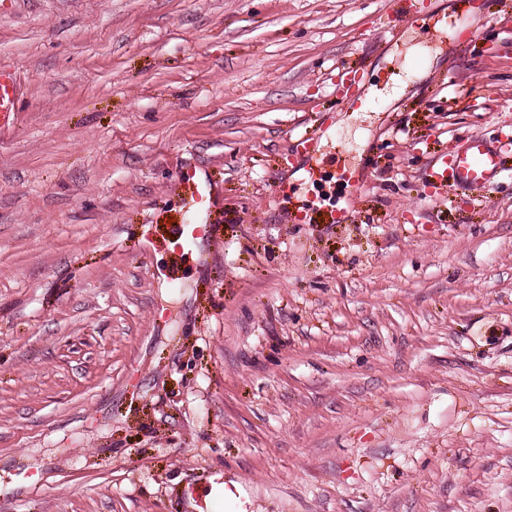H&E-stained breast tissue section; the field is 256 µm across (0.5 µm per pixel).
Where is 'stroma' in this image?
Segmentation results:
<instances>
[{
  "instance_id": "1",
  "label": "stroma",
  "mask_w": 512,
  "mask_h": 512,
  "mask_svg": "<svg viewBox=\"0 0 512 512\" xmlns=\"http://www.w3.org/2000/svg\"><path fill=\"white\" fill-rule=\"evenodd\" d=\"M481 2L461 41L391 0L0 11V512H512V175L428 174L512 133ZM393 2L399 6L398 12L401 16L412 26L424 27L429 24L431 16L417 7V0H394ZM19 83L15 72L0 67V131L9 130L18 119L15 102L18 96ZM178 181L184 190L189 194V210L195 213V217L189 220L182 218V224L175 232L174 239L161 235L160 246L172 247L174 252L183 251L211 234L212 224L200 221L197 216L209 212L211 206V187L195 171H181Z\"/></svg>"
}]
</instances>
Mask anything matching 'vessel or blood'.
I'll return each instance as SVG.
<instances>
[{"mask_svg":"<svg viewBox=\"0 0 512 512\" xmlns=\"http://www.w3.org/2000/svg\"><path fill=\"white\" fill-rule=\"evenodd\" d=\"M19 83L15 72L0 67V131L9 130L17 121L15 102ZM507 143L491 146L481 136L469 137L451 158H438L433 164L438 180H452L461 187L484 186L499 177L504 171V153ZM178 181L189 195V209L192 217L179 225L175 238L162 239V246L181 251L210 235L211 226L202 222L201 216L209 212L211 206V187L196 172H180Z\"/></svg>","mask_w":512,"mask_h":512,"instance_id":"vessel-or-blood-1","label":"vessel or blood"}]
</instances>
